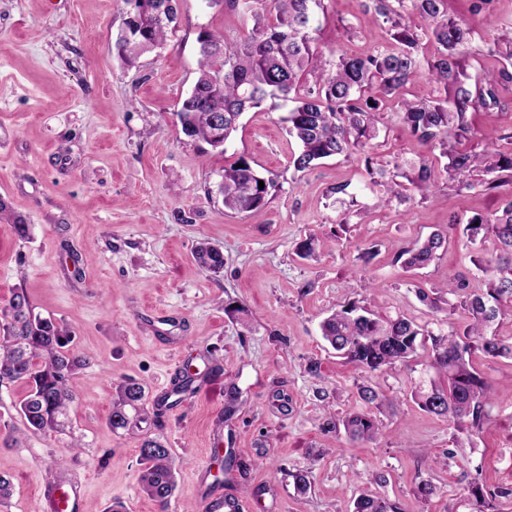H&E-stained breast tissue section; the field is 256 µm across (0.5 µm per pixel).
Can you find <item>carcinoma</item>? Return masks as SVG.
Here are the masks:
<instances>
[{"instance_id":"obj_1","label":"carcinoma","mask_w":512,"mask_h":512,"mask_svg":"<svg viewBox=\"0 0 512 512\" xmlns=\"http://www.w3.org/2000/svg\"><path fill=\"white\" fill-rule=\"evenodd\" d=\"M253 19L249 36L233 46L212 32H202L198 76L183 99L177 117L182 132L224 152V144L238 128L242 115L269 99L293 103L284 121L299 144L292 157L298 171L338 155L358 153L366 169H372L373 140L387 103H393L399 121L422 147L439 149L446 159L442 169L420 156L393 174L386 205L391 199L408 198L407 192L427 198L444 176L452 187L487 190L512 185V152L502 153L473 143L467 120L470 112L501 108L497 87L470 82L464 65L469 55L472 29L449 14V0H372L375 14L389 25L388 43L368 55L326 57L318 50V11L324 0H270L273 13L259 8L262 0H224ZM130 6L125 27L115 41L118 56L133 64L141 54L162 46L174 29L176 0H125ZM435 44L434 54L421 67L423 40ZM486 56L504 58L512 66V29L493 41ZM436 85L432 100L406 99L401 91L420 75ZM264 187H259V182ZM220 195L224 210L256 214L267 204L273 181L240 157L224 165ZM451 231H459L474 243L487 233L500 244L494 259L477 255L473 265L481 272L484 288L467 291L463 279L450 280L444 293L460 297L467 314L463 329L438 334L425 331L406 317H383L347 302L321 323L324 341L347 362L367 374L383 372L409 361L431 342L427 378L413 391L419 407L433 415L478 432L490 417L492 391L473 356L488 359L512 357V341L487 335V328L512 307V203L498 216L475 214L453 218ZM448 243V236L432 233L423 241L395 251L394 262L423 269ZM197 265L218 273L224 268L222 251L201 246L194 253ZM415 294L433 311L442 309L437 292L416 288ZM69 328L35 311L27 293L16 290L0 309V390L15 384L26 386L17 412L26 431L58 434L71 429V378L88 365V358L71 347ZM363 409L342 420L353 441L373 442L379 426L372 409H380L385 397L372 386H357ZM144 384L126 378L115 389L108 423L112 430H130L147 414ZM141 491L153 500L158 512H168L175 490L172 453L158 436L144 434L139 445ZM473 512H495L484 486L468 487ZM355 512H400L384 497L363 495Z\"/></svg>"}]
</instances>
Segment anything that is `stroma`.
Segmentation results:
<instances>
[{
  "instance_id": "stroma-1",
  "label": "stroma",
  "mask_w": 512,
  "mask_h": 512,
  "mask_svg": "<svg viewBox=\"0 0 512 512\" xmlns=\"http://www.w3.org/2000/svg\"><path fill=\"white\" fill-rule=\"evenodd\" d=\"M364 0H325L318 48L369 54L386 45L388 28L365 13ZM453 12L474 29L468 71L496 83L502 110L476 112V140L512 150V82L485 55L487 43L512 29V0H491L480 14L471 0ZM124 0H0V307L24 289L37 311L65 323L90 363L73 378L72 436L0 435V474L13 484L0 512H44L50 479L79 484L83 512H156L140 489L139 435L108 424L116 385L131 377L148 399L172 388L183 366L193 393L150 419L147 428L173 453L175 490L169 512H203L208 497L243 501L248 512H353L361 494L383 496L402 512H470L468 485L512 489V359H478L495 406L464 456L440 466L454 427L412 399L426 353L373 376L396 401L378 416L381 438L351 441L343 417L360 410L361 371L338 357L319 324L348 300L382 315L400 314L430 331L462 327V309L431 311L416 287L464 278L483 288L472 259L491 258L497 242L460 235L427 268L392 261L408 247L446 230L451 216L502 211L512 185L495 190L440 186L426 201L378 205L360 155L339 156L303 171L290 159L298 145L287 132L280 99L246 112L221 154L186 137L176 113L198 69L197 37L208 30L226 44L244 38L250 16L204 0H179L176 29L161 49L133 66L113 42L127 17ZM420 152L393 110L381 113L374 142L378 163ZM246 158L274 179L257 214H234L212 188L225 163ZM347 185L353 200L340 204ZM28 224L19 238L12 221ZM314 237L317 257L295 248ZM209 243L224 254L210 274L194 252ZM378 247L363 262L359 254ZM78 261H71L70 252ZM242 307L241 315L226 305ZM234 412H227V405ZM310 487L300 493L295 473ZM431 479L438 492L417 493Z\"/></svg>"
}]
</instances>
